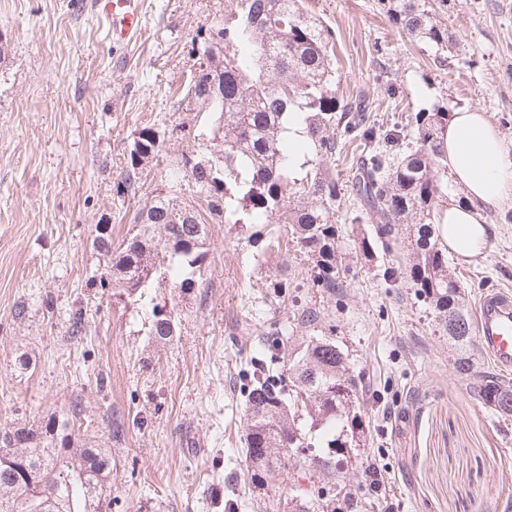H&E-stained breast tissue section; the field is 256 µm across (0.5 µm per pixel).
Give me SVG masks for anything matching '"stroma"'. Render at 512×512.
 Segmentation results:
<instances>
[{"label":"stroma","mask_w":512,"mask_h":512,"mask_svg":"<svg viewBox=\"0 0 512 512\" xmlns=\"http://www.w3.org/2000/svg\"><path fill=\"white\" fill-rule=\"evenodd\" d=\"M303 2L336 34L338 95L368 93L391 123L475 107L512 153V0H448L444 66L379 0ZM236 3L143 0L140 39L119 46L92 0H0V427L37 426L80 403V435L112 454V512H224L218 495L237 500V512H295L296 471L266 491L229 482L245 468L238 373L273 328L294 349L331 330L371 388L362 407L370 442L337 454L347 492L369 512H512V417L473 395L422 299L408 283L385 282L387 258L364 259L367 223L336 216L346 264L338 304L314 287L303 253H262L249 224L208 225L193 291L157 279L119 299L101 287L108 259L94 245L97 225L111 224L120 244L146 200L168 189L194 135L215 123V114L179 109L174 91L196 61V32ZM150 125L164 131L163 146L141 165L137 193L117 194L133 141ZM483 217L485 248L448 258L472 309L490 291H512V203L484 207ZM277 279L290 283L282 303L267 298ZM168 297L176 334L162 346L149 328ZM301 306L330 318L315 329L292 322ZM113 416L125 423L117 439Z\"/></svg>","instance_id":"obj_1"}]
</instances>
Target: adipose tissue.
<instances>
[{
  "mask_svg": "<svg viewBox=\"0 0 512 512\" xmlns=\"http://www.w3.org/2000/svg\"><path fill=\"white\" fill-rule=\"evenodd\" d=\"M443 146L444 162L465 201L444 213L441 240L450 252L467 258L485 247L490 233L481 207L512 197V153L485 113L470 107L452 112Z\"/></svg>",
  "mask_w": 512,
  "mask_h": 512,
  "instance_id": "adipose-tissue-1",
  "label": "adipose tissue"
}]
</instances>
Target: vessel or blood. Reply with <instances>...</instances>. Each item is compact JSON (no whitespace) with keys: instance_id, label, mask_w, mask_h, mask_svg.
Here are the masks:
<instances>
[{"instance_id":"vessel-or-blood-1","label":"vessel or blood","mask_w":512,"mask_h":512,"mask_svg":"<svg viewBox=\"0 0 512 512\" xmlns=\"http://www.w3.org/2000/svg\"><path fill=\"white\" fill-rule=\"evenodd\" d=\"M97 15L116 44L133 41L142 30V0H95ZM476 331L487 356L504 370H512V294L494 291L476 307Z\"/></svg>"}]
</instances>
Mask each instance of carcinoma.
<instances>
[{"mask_svg": "<svg viewBox=\"0 0 512 512\" xmlns=\"http://www.w3.org/2000/svg\"><path fill=\"white\" fill-rule=\"evenodd\" d=\"M237 7L218 27L224 39L218 60L224 91L212 95L206 75L194 69L180 102L189 112L218 115L212 136L193 138L195 149L177 163L176 183L147 200L120 251L112 250L109 235L96 240L99 251L111 258L118 287L131 296L158 274L175 291L199 287L206 224L233 222L262 225L253 238L264 252L280 239L299 248L313 263V284L334 298L343 288L336 208L350 191L354 219L372 222L360 239L364 257L379 252L389 257L386 281L405 279L428 302L454 347L455 369L469 380L474 396L500 416H511L512 384L474 371V323L435 237L441 191L435 170L444 166L441 139L448 118L418 112L403 125H390L377 118L367 95L338 96L332 87L336 35L316 22L302 0H238ZM384 8L410 37L439 50L448 47V25L438 17L448 13V0H386ZM290 112L305 115L303 143L288 139ZM409 129L417 133V148L406 140ZM163 142L154 126L139 131L134 143L142 144V151L130 150L117 193L136 191L147 153L159 152ZM345 146L361 153L350 188L323 171V163ZM213 149L220 152L218 168L201 164ZM298 154L305 157L299 171L293 162ZM181 182L197 204L179 197ZM175 332V320L153 309L155 341L165 344ZM286 348L283 332H267L241 374L245 460L253 467L247 482L261 490L276 479L285 462L278 448L285 442L294 451L326 448L324 485L292 488L300 497L299 512H325L339 497V463L331 453L359 447L370 433L360 412L366 386L350 373V355L331 334L310 337L294 355L285 354ZM286 357L291 364L285 379L280 363ZM80 412L76 403L71 416L51 418L19 437L16 460L0 463V512L111 509L105 484L112 455L71 427L70 417Z\"/></svg>", "mask_w": 512, "mask_h": 512, "instance_id": "1", "label": "carcinoma"}]
</instances>
